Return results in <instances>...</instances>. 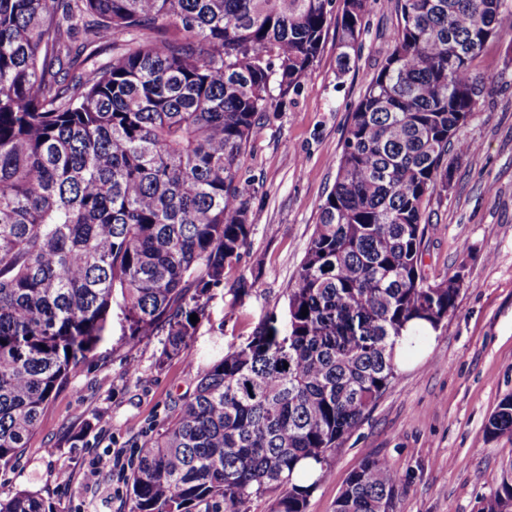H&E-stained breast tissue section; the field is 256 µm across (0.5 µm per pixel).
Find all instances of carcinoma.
I'll return each instance as SVG.
<instances>
[{
  "instance_id": "carcinoma-1",
  "label": "carcinoma",
  "mask_w": 512,
  "mask_h": 512,
  "mask_svg": "<svg viewBox=\"0 0 512 512\" xmlns=\"http://www.w3.org/2000/svg\"><path fill=\"white\" fill-rule=\"evenodd\" d=\"M367 0H0V468L110 333L167 330L185 353L204 296L248 246L255 188L240 172L268 112L313 69L331 23L349 69ZM506 0H395L389 51L353 112L333 188L288 293L209 365L141 450L129 512H226L280 491L306 512L344 439L455 311L464 275L428 281L430 198L487 77L474 62L512 16ZM108 48L105 62L93 63ZM308 315H301L302 308ZM486 433L512 435V394ZM316 481L294 482L298 464ZM398 478L369 459L334 512H394ZM0 512H62L36 491ZM482 512H512V477Z\"/></svg>"
}]
</instances>
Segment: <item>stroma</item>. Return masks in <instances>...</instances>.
I'll return each mask as SVG.
<instances>
[{"label": "stroma", "mask_w": 512, "mask_h": 512, "mask_svg": "<svg viewBox=\"0 0 512 512\" xmlns=\"http://www.w3.org/2000/svg\"><path fill=\"white\" fill-rule=\"evenodd\" d=\"M365 21L349 70L338 73V39L328 29L298 91L252 140L242 169L256 187L251 243L211 290L186 355L166 356L161 329L125 340L113 313L110 336L48 403L23 452L0 469V493L38 490L63 512H129L140 449L176 415L202 371L269 319L286 323L288 290L333 187L350 114L398 23L392 0H367ZM476 68L489 83L461 135L477 149L449 152L453 179L429 201L422 255L428 279L459 271L467 287L344 440L332 479L317 484L306 512H334L346 479L369 458L386 461L399 478L395 512H481L512 464V436L485 431L512 394V30L486 44ZM63 465L73 469L67 486L55 478Z\"/></svg>", "instance_id": "1"}]
</instances>
